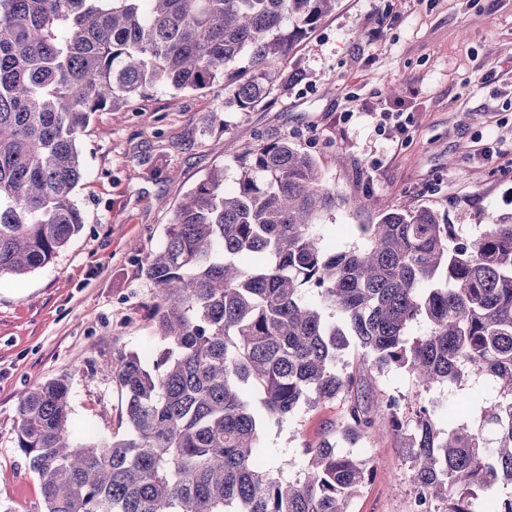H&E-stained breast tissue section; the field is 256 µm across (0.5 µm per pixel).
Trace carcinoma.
<instances>
[{"label":"carcinoma","mask_w":512,"mask_h":512,"mask_svg":"<svg viewBox=\"0 0 512 512\" xmlns=\"http://www.w3.org/2000/svg\"><path fill=\"white\" fill-rule=\"evenodd\" d=\"M336 0H0V276L48 264L84 224L78 134L91 114L127 108L157 84L224 100L266 97L295 39ZM292 22V27L285 22ZM246 72H231L240 58ZM234 188L213 169L176 206L164 244L137 257L154 286L152 366L122 355L125 432L76 440L69 387L49 380L19 403L16 448L45 512H348L372 481L339 450L389 419L407 430L419 512H512V213L470 241L428 209L385 206L323 245L336 194L288 139L238 155ZM430 330L412 337L411 325ZM366 363L349 368L350 347ZM404 368L417 387L493 379L475 426L444 432L420 406L404 426L395 396L369 384ZM339 424L303 449L286 480L261 448L270 419L348 393Z\"/></svg>","instance_id":"cac0c4a2"}]
</instances>
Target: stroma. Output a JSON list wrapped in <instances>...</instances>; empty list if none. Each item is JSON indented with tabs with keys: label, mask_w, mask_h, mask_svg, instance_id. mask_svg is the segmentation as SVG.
Wrapping results in <instances>:
<instances>
[{
	"label": "stroma",
	"mask_w": 512,
	"mask_h": 512,
	"mask_svg": "<svg viewBox=\"0 0 512 512\" xmlns=\"http://www.w3.org/2000/svg\"><path fill=\"white\" fill-rule=\"evenodd\" d=\"M283 68L291 81H273L245 112L225 106L220 81L181 94L159 86L135 108L93 114L80 132L82 230L44 267L0 276V512L45 510L16 447L24 392L63 380L77 436L124 431L125 395L112 364L130 353L153 361L161 346L153 285L131 248L157 250L174 207L211 169L223 168L233 187L245 148L286 138L315 160L336 191L323 218L329 247L352 244L344 226L378 223L384 199L438 211L465 241L489 216L512 211V0H338L296 40ZM384 108L403 112L405 130L380 128ZM372 384L437 413L457 405L468 425L494 395L484 378L421 393L396 368ZM349 402L343 395L267 422L261 445L284 479L299 477L305 446ZM350 450L375 477L348 512H407L410 459L387 418Z\"/></svg>",
	"instance_id": "1"
}]
</instances>
